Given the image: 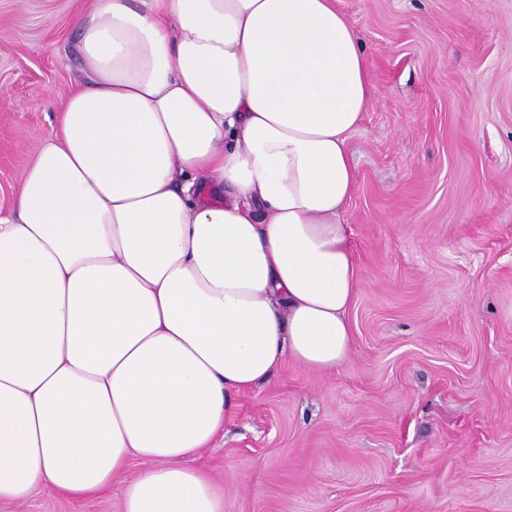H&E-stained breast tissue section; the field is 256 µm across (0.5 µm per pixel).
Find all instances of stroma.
Instances as JSON below:
<instances>
[{
	"mask_svg": "<svg viewBox=\"0 0 512 512\" xmlns=\"http://www.w3.org/2000/svg\"><path fill=\"white\" fill-rule=\"evenodd\" d=\"M93 0H0V208L85 76ZM374 92L343 220L352 352L239 394L190 464L224 512H512V0H338ZM121 487L0 512H120Z\"/></svg>",
	"mask_w": 512,
	"mask_h": 512,
	"instance_id": "obj_1",
	"label": "stroma"
}]
</instances>
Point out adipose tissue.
I'll list each match as a JSON object with an SVG mask.
<instances>
[{"instance_id": "ef3b65f1", "label": "adipose tissue", "mask_w": 512, "mask_h": 512, "mask_svg": "<svg viewBox=\"0 0 512 512\" xmlns=\"http://www.w3.org/2000/svg\"><path fill=\"white\" fill-rule=\"evenodd\" d=\"M74 25L88 83L0 210V503L118 482L122 512H224L186 460L234 395L352 350L365 49L337 0H97Z\"/></svg>"}]
</instances>
